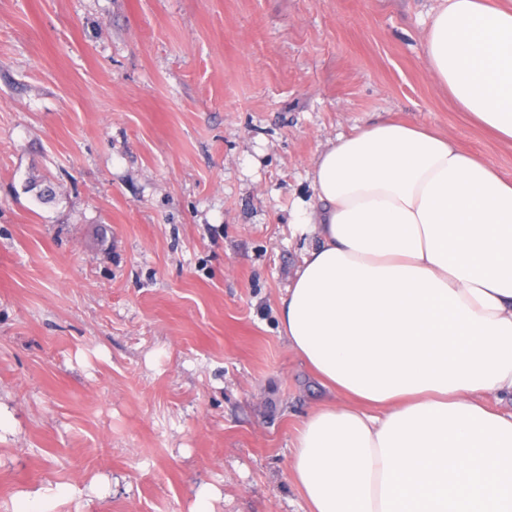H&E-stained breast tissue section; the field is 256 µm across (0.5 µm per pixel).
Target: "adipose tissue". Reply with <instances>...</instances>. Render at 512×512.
<instances>
[{
    "label": "adipose tissue",
    "mask_w": 512,
    "mask_h": 512,
    "mask_svg": "<svg viewBox=\"0 0 512 512\" xmlns=\"http://www.w3.org/2000/svg\"><path fill=\"white\" fill-rule=\"evenodd\" d=\"M427 69L512 145V5L437 0ZM279 301L330 396L296 427L306 512H512V176L421 123L330 142Z\"/></svg>",
    "instance_id": "ef3b65f1"
}]
</instances>
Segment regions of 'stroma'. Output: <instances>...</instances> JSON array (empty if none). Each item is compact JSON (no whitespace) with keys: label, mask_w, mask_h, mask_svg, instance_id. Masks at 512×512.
Here are the masks:
<instances>
[{"label":"stroma","mask_w":512,"mask_h":512,"mask_svg":"<svg viewBox=\"0 0 512 512\" xmlns=\"http://www.w3.org/2000/svg\"><path fill=\"white\" fill-rule=\"evenodd\" d=\"M434 6L0 0V512H305L326 393L278 299L313 160L396 118L512 173L426 67Z\"/></svg>","instance_id":"obj_1"}]
</instances>
